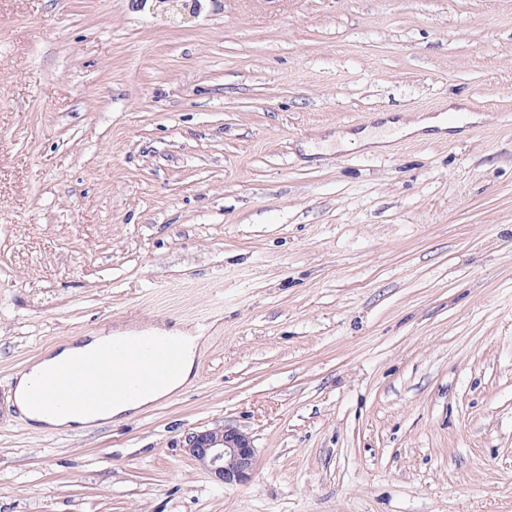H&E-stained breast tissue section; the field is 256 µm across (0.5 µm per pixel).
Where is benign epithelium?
Here are the masks:
<instances>
[{
    "label": "benign epithelium",
    "mask_w": 512,
    "mask_h": 512,
    "mask_svg": "<svg viewBox=\"0 0 512 512\" xmlns=\"http://www.w3.org/2000/svg\"><path fill=\"white\" fill-rule=\"evenodd\" d=\"M186 448L224 484H240L255 473L252 440L233 425L195 432L186 438Z\"/></svg>",
    "instance_id": "7a95c632"
}]
</instances>
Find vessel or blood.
<instances>
[{
    "mask_svg": "<svg viewBox=\"0 0 512 512\" xmlns=\"http://www.w3.org/2000/svg\"><path fill=\"white\" fill-rule=\"evenodd\" d=\"M107 351L113 357L126 360L127 368L100 370L76 396V407L86 409L160 381L175 371L181 358V347L173 341H115L108 345Z\"/></svg>",
    "mask_w": 512,
    "mask_h": 512,
    "instance_id": "vessel-or-blood-1",
    "label": "vessel or blood"
}]
</instances>
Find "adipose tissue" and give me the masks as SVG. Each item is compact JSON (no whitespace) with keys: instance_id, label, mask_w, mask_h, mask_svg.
Here are the masks:
<instances>
[{"instance_id":"1","label":"adipose tissue","mask_w":512,"mask_h":512,"mask_svg":"<svg viewBox=\"0 0 512 512\" xmlns=\"http://www.w3.org/2000/svg\"><path fill=\"white\" fill-rule=\"evenodd\" d=\"M161 337H174L184 343V353L176 375L147 391L121 398L91 411L70 408L72 393L82 378L90 372L96 350L108 339L104 336L75 337L52 349L19 377L15 388V404L34 428L50 431H70L113 420L130 418L160 399L168 397L188 384L195 375L198 337L181 331L161 330ZM48 374L59 377L60 386L50 395L55 408L45 411L31 400L35 382Z\"/></svg>"}]
</instances>
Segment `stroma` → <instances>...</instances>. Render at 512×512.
Wrapping results in <instances>:
<instances>
[{
  "mask_svg": "<svg viewBox=\"0 0 512 512\" xmlns=\"http://www.w3.org/2000/svg\"><path fill=\"white\" fill-rule=\"evenodd\" d=\"M156 325L188 386L21 418L47 351ZM227 423L240 485L186 448ZM0 512H512V0H0ZM460 125H452L448 123L444 114L437 116L421 115L417 120L405 122L403 120H389L386 127L390 130H398L399 137H407L415 135L418 138L439 137L445 135V130H453Z\"/></svg>",
  "mask_w": 512,
  "mask_h": 512,
  "instance_id": "1",
  "label": "stroma"
}]
</instances>
